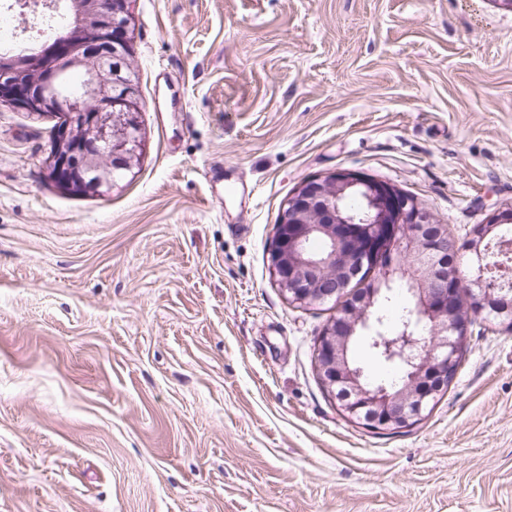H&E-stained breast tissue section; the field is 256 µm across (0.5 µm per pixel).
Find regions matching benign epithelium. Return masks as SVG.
<instances>
[{"mask_svg":"<svg viewBox=\"0 0 512 512\" xmlns=\"http://www.w3.org/2000/svg\"><path fill=\"white\" fill-rule=\"evenodd\" d=\"M131 0H107V15L91 10L38 48L0 59V104L57 118L47 158L56 186L69 194L99 192L115 174L133 168L141 147L143 104L133 72ZM81 67L84 92L67 106L63 75ZM512 223V210L490 215L482 230L460 243L416 200L395 185L340 169L301 183L283 203L270 252L276 283L292 304L334 302L336 316L314 350L317 373L352 421L374 431L406 428L454 381L470 326L478 317L512 319V274L492 267L482 246ZM323 242L320 251L311 242ZM473 254L468 288L475 303L458 300L460 251ZM377 267L372 286L355 293L350 281L365 264ZM407 284L414 307L395 325L372 320L370 309L395 281ZM369 329L370 347L403 374L373 384L350 357Z\"/></svg>","mask_w":512,"mask_h":512,"instance_id":"1","label":"benign epithelium"}]
</instances>
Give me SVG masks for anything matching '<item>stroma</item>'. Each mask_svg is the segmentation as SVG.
Returning a JSON list of instances; mask_svg holds the SVG:
<instances>
[{
    "label": "stroma",
    "mask_w": 512,
    "mask_h": 512,
    "mask_svg": "<svg viewBox=\"0 0 512 512\" xmlns=\"http://www.w3.org/2000/svg\"><path fill=\"white\" fill-rule=\"evenodd\" d=\"M131 175L60 191L55 120L0 105V512H512V331L476 320L421 420L323 386L331 304L269 252L339 169L465 240L512 209L498 0H132Z\"/></svg>",
    "instance_id": "obj_1"
}]
</instances>
